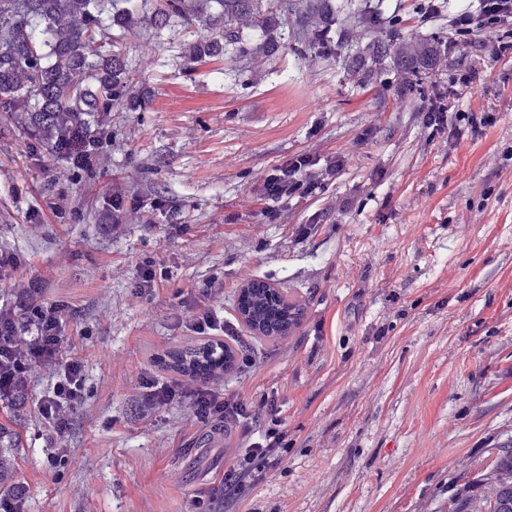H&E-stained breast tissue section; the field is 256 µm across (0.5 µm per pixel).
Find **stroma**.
<instances>
[{
  "mask_svg": "<svg viewBox=\"0 0 512 512\" xmlns=\"http://www.w3.org/2000/svg\"><path fill=\"white\" fill-rule=\"evenodd\" d=\"M474 4L329 0V58L260 46L245 21L220 63L188 57L204 20L113 27L104 47H119L151 101L112 111L86 167L33 150L0 112V251L19 260L0 270V303L19 278L42 277L86 371L60 463L36 412L51 371H34L23 410L0 405L19 434L0 454L29 485L26 512H203L213 498L223 512H448L493 469L512 445V58L475 41L413 84L402 69ZM470 66L476 80L449 95ZM435 96L449 109L441 135L419 110ZM478 108L495 121L475 135L458 116ZM302 153L345 164L317 196L270 201L266 178ZM110 195L136 205L113 239L98 231ZM148 262L164 278L142 296ZM257 279L305 316L218 382L250 402L255 440L271 425L267 394L287 434L241 500L223 490L243 441L211 439L183 403L142 416L140 377L189 342L182 293L208 289L241 335L235 299Z\"/></svg>",
  "mask_w": 512,
  "mask_h": 512,
  "instance_id": "stroma-1",
  "label": "stroma"
}]
</instances>
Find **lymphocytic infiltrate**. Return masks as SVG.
Segmentation results:
<instances>
[{
	"label": "lymphocytic infiltrate",
	"mask_w": 512,
	"mask_h": 512,
	"mask_svg": "<svg viewBox=\"0 0 512 512\" xmlns=\"http://www.w3.org/2000/svg\"><path fill=\"white\" fill-rule=\"evenodd\" d=\"M473 40L493 46L497 56L512 55V0H477L476 9L464 8L453 15L448 26L449 45ZM343 166L344 159L339 155L322 161L299 154L277 167L264 189L278 200L309 198L323 191ZM13 296V302L0 305V404L23 405L32 390L34 370L53 372L52 390L38 400L37 408L50 439L64 440L85 393L83 363L63 355L64 307L45 299L42 280L35 276L18 280ZM216 382L213 376L161 380L146 375L141 380V407L154 411L174 402L183 403L212 432L221 434L233 427L241 435H248L252 412L247 403L218 388ZM279 441V436L273 434L265 443L250 444L237 468L228 473V495L242 496L261 479L262 472L255 463L277 458Z\"/></svg>",
	"instance_id": "1"
}]
</instances>
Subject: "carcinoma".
<instances>
[{"label":"carcinoma","mask_w":512,"mask_h":512,"mask_svg":"<svg viewBox=\"0 0 512 512\" xmlns=\"http://www.w3.org/2000/svg\"><path fill=\"white\" fill-rule=\"evenodd\" d=\"M117 15H103L97 0H0V112L17 114L34 139V146L82 163L95 140L91 126L102 130L117 107L137 111L145 93L132 86L121 53H103L100 41L112 23L134 29L143 22L156 28L168 17L182 16L187 23L208 20L207 33L189 48L196 61L224 56V42L236 38L232 21L252 19L266 43L284 33L262 11L261 0H156L155 12H140L139 0H124ZM217 4L220 11L209 10ZM441 52L427 51L406 60L407 70L418 72L436 65ZM251 338L286 341L303 316L299 304L270 282H250L237 300ZM205 346L187 342L158 358L163 368L190 375L214 368L228 373L236 361V348L224 344L220 358L203 357ZM478 498L458 495L448 500V512H512V449L503 448L491 472L482 476Z\"/></svg>","instance_id":"cac0c4a2"}]
</instances>
